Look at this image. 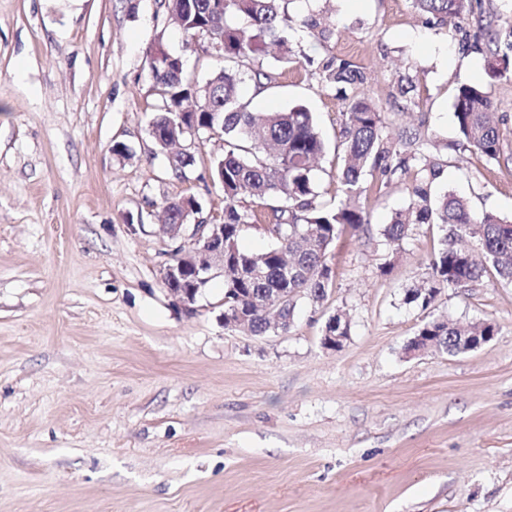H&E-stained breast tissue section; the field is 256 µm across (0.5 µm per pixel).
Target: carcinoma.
Here are the masks:
<instances>
[{"label": "carcinoma", "mask_w": 512, "mask_h": 512, "mask_svg": "<svg viewBox=\"0 0 512 512\" xmlns=\"http://www.w3.org/2000/svg\"><path fill=\"white\" fill-rule=\"evenodd\" d=\"M289 0H169L168 19L190 48L202 38L221 45L224 62L270 55L286 67L292 50L285 36L290 28ZM424 15L452 23L473 10V0H413ZM484 32L489 72L502 77L511 72L512 16L494 12L479 19ZM148 72L163 95V108L152 125L159 132L157 146L167 153L169 168L178 178L195 161L185 142L218 134L223 154L212 161L211 171L224 190V246L235 263L261 269L245 281L224 278L225 303H237L251 314L253 336L269 332L259 309L271 294L288 292L281 310L293 320L297 303L315 295L321 299L332 286L329 248L341 236H357L370 220L360 205L367 194L381 195L397 179L414 174L407 209L392 216L381 229L386 242L397 244L415 227L436 225L441 236L427 263V288H461L493 272L512 285V220L491 213H477L466 199L446 194L432 199V184L440 164L427 153V143L417 133L385 132V115L363 92L364 72L346 61L326 66L322 83L342 92L347 101L342 113L340 138L343 165L338 174L336 200L321 202L314 180L315 164L326 145L309 110L296 105L286 111L251 112L237 92V72L226 66L214 71L202 85L185 77L181 57L172 54L158 37L147 54ZM454 117L459 147L488 162L501 156V135L490 113L496 108L479 87L457 89ZM195 128L183 134L181 125ZM186 200L164 205L165 223L185 224L200 209L185 210ZM271 212L276 220L268 235L271 247L260 253L243 250L241 235L257 227L259 214ZM482 326L495 335L490 320L460 324L432 320L419 328L409 346L417 350L433 343L451 356L470 352L466 336Z\"/></svg>", "instance_id": "1"}]
</instances>
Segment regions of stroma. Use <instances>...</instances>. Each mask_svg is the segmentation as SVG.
I'll return each mask as SVG.
<instances>
[{
	"label": "stroma",
	"instance_id": "35a3bbf8",
	"mask_svg": "<svg viewBox=\"0 0 512 512\" xmlns=\"http://www.w3.org/2000/svg\"><path fill=\"white\" fill-rule=\"evenodd\" d=\"M288 11L296 63L262 90L253 71L273 60L244 61L239 94L254 112L314 113L321 200L335 194L344 110L321 74L346 59L390 132L436 146L434 195L512 218V73L490 78L476 21H429L413 0ZM160 37L197 82L224 65L185 47L164 0H0V512H512V285L489 275L406 304L440 237H381L409 180L365 202L369 234L330 248L327 298L301 300L288 330L225 326L220 275L191 312L167 292L179 242L160 232L161 208L192 196L222 223L210 171L224 143H200L186 177L172 174L151 133L162 98L146 57ZM464 83L498 106L503 162L454 148ZM338 312L350 332L330 350ZM437 318L498 332L457 356L406 352Z\"/></svg>",
	"mask_w": 512,
	"mask_h": 512
}]
</instances>
